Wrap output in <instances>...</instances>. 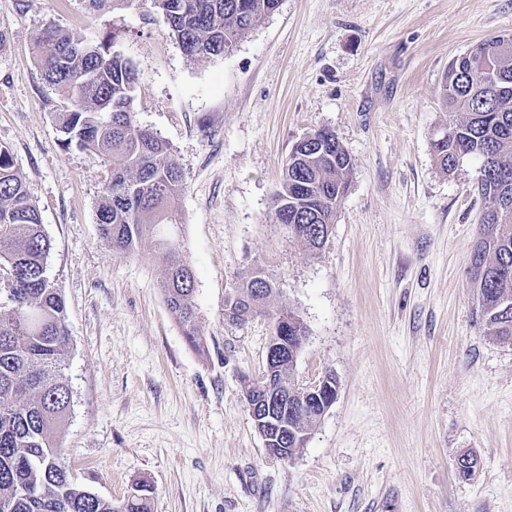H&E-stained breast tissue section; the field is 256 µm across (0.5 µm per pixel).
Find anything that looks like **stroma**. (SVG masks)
<instances>
[{
  "label": "stroma",
  "mask_w": 512,
  "mask_h": 512,
  "mask_svg": "<svg viewBox=\"0 0 512 512\" xmlns=\"http://www.w3.org/2000/svg\"><path fill=\"white\" fill-rule=\"evenodd\" d=\"M107 33L140 77L135 119L184 174L182 242L204 336L182 335L144 240L113 256L96 211L110 176L66 148L59 99L30 48L46 23ZM0 146L51 241L70 348L68 419L56 437L77 481L118 503L150 486L151 512H512V343L484 335L467 273L487 203L476 160L451 174L431 141L448 124L452 58L512 33V0H280L234 50L183 54L152 0H0ZM335 132L349 190L323 248L272 218L284 161L308 132ZM297 315L293 366L338 382L293 460L267 453L243 380L262 372L271 323L224 317L253 266ZM474 452L476 478L456 458Z\"/></svg>",
  "instance_id": "35a3bbf8"
}]
</instances>
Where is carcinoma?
<instances>
[{"instance_id":"1","label":"carcinoma","mask_w":512,"mask_h":512,"mask_svg":"<svg viewBox=\"0 0 512 512\" xmlns=\"http://www.w3.org/2000/svg\"><path fill=\"white\" fill-rule=\"evenodd\" d=\"M168 34L191 59L230 53L279 0H153ZM494 36L454 58L441 86L450 119L448 138L433 139L440 168L453 172L478 160L476 189L489 202L479 224L468 270L477 293L483 333L512 340V53L497 51ZM106 35L77 43L60 26L46 24L35 53L41 76L56 92L55 113L64 147L95 155L111 178L96 217L115 255L134 254L155 238L166 264L162 283L168 309L189 343L204 346L197 323L195 281L177 237L183 171L158 133L135 120L139 77ZM485 53L495 57L477 70ZM353 164L336 134L320 128L291 148L275 196L273 221L308 250L322 248L334 224L336 203L349 189ZM51 242L41 215L0 147V272L7 271L9 306H0V512H150L148 497L134 494L114 504L79 485L55 444L70 411L64 377L69 345L66 306L46 277ZM288 425L307 432L315 414L294 413Z\"/></svg>"}]
</instances>
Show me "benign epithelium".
<instances>
[{
    "label": "benign epithelium",
    "mask_w": 512,
    "mask_h": 512,
    "mask_svg": "<svg viewBox=\"0 0 512 512\" xmlns=\"http://www.w3.org/2000/svg\"><path fill=\"white\" fill-rule=\"evenodd\" d=\"M275 336L269 339L266 363L262 373L246 380L252 390L247 407L255 428L263 439L264 447L273 456L288 458V395L301 394L321 400V412H326L335 402L330 393L324 391L326 377L306 386L288 389L277 376L278 361L291 357L296 359L302 349L306 334L298 331L288 336V317L273 323Z\"/></svg>",
    "instance_id": "7a95c632"
}]
</instances>
